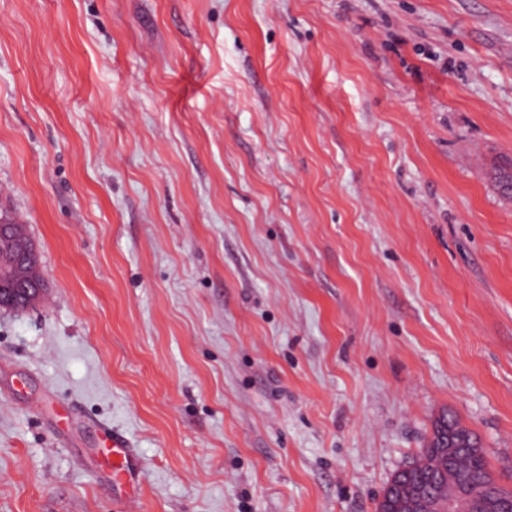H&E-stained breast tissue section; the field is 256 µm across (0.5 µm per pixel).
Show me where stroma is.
Masks as SVG:
<instances>
[{
  "label": "stroma",
  "instance_id": "1",
  "mask_svg": "<svg viewBox=\"0 0 512 512\" xmlns=\"http://www.w3.org/2000/svg\"><path fill=\"white\" fill-rule=\"evenodd\" d=\"M506 157L512 0H0V512H375L445 411L512 488ZM45 279L32 239L7 216L0 215V311L37 304ZM104 450L115 480L122 482L132 479L129 465L134 456V448L131 443L120 433L112 432L111 447Z\"/></svg>",
  "mask_w": 512,
  "mask_h": 512
}]
</instances>
